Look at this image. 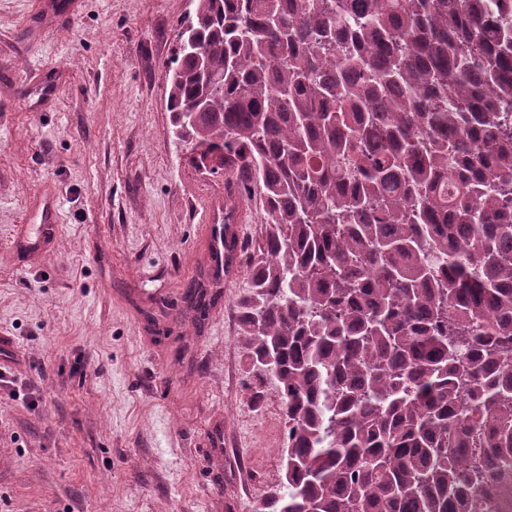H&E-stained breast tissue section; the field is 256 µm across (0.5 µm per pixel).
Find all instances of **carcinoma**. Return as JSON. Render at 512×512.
<instances>
[{
	"label": "carcinoma",
	"instance_id": "1",
	"mask_svg": "<svg viewBox=\"0 0 512 512\" xmlns=\"http://www.w3.org/2000/svg\"><path fill=\"white\" fill-rule=\"evenodd\" d=\"M190 32L171 132L265 214L224 242L286 423L254 512H512V0H197ZM243 224H232L238 231V241L241 244L251 243L258 239L262 231L263 211L260 206L252 202L249 207H243ZM246 209V210H245Z\"/></svg>",
	"mask_w": 512,
	"mask_h": 512
}]
</instances>
